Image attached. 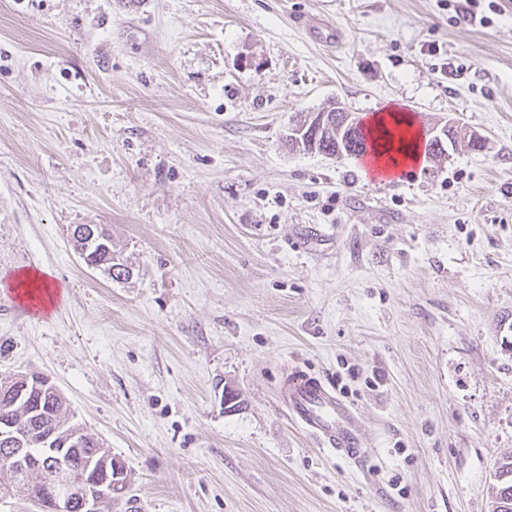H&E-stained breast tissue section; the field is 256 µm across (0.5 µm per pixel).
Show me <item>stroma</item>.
<instances>
[{
    "label": "stroma",
    "mask_w": 512,
    "mask_h": 512,
    "mask_svg": "<svg viewBox=\"0 0 512 512\" xmlns=\"http://www.w3.org/2000/svg\"><path fill=\"white\" fill-rule=\"evenodd\" d=\"M332 102L485 147L391 182L289 151ZM78 224L128 279L84 263ZM27 270L61 297L31 316L0 287V377L48 376L123 464L112 512H492L512 0H0V278ZM297 369L353 407L363 464L290 418ZM420 133H421V148H424L425 154H430V144L432 143V147L437 151L438 149L444 150L448 136L451 133H455L459 137H465V140H468V146L477 150H480L484 147V144L481 143L478 147H476L475 143L473 142H482V139L477 136L476 134H473L468 128L462 126L458 121H456L453 118H439V119H431L429 121H423L420 126ZM426 144V142H428ZM425 144H426V151H425ZM89 225L96 232L101 241L91 250L87 259L91 264L97 265L98 268H103L104 271H112L115 266H124L123 264L116 263L112 255V237L101 224H78ZM103 245V247H102Z\"/></svg>",
    "instance_id": "obj_1"
}]
</instances>
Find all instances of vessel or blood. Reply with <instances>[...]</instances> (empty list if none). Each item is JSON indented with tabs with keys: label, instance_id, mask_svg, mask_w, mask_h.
Masks as SVG:
<instances>
[{
	"label": "vessel or blood",
	"instance_id": "vessel-or-blood-1",
	"mask_svg": "<svg viewBox=\"0 0 512 512\" xmlns=\"http://www.w3.org/2000/svg\"><path fill=\"white\" fill-rule=\"evenodd\" d=\"M288 409L292 420L321 446L353 462L363 460L365 450L353 425V409L320 380L300 372L293 375L288 383Z\"/></svg>",
	"mask_w": 512,
	"mask_h": 512
}]
</instances>
